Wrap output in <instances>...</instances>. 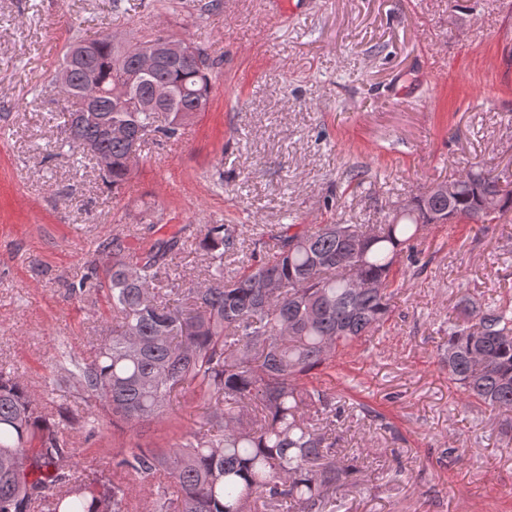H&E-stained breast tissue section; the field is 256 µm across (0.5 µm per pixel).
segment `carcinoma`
<instances>
[{"label": "carcinoma", "mask_w": 512, "mask_h": 512, "mask_svg": "<svg viewBox=\"0 0 512 512\" xmlns=\"http://www.w3.org/2000/svg\"><path fill=\"white\" fill-rule=\"evenodd\" d=\"M90 43L87 56L69 57ZM134 57L106 34L73 39L63 67L73 94L59 113L60 148L70 156L106 158L98 165L114 190L128 181L130 142L108 129L181 135L173 113L161 125L154 109L114 105L119 68ZM203 53L163 61L151 82L166 85L185 110H207L212 81ZM98 92L93 103L86 93ZM453 198L422 193L386 224H279L253 242L250 263L224 277V256L239 251L235 224H206L199 248L209 258L206 282L180 290L182 308L162 300L173 236L134 249L115 234L96 249L116 321L92 360L53 367L49 380L85 396L92 410L63 426L54 405L36 399L19 377L0 369V512H133L128 480L153 482L154 512H325L331 491L354 470L331 459L335 398L301 381L335 367L336 351L383 325L391 310L393 266L410 251L427 215L454 224H491L512 211L511 172L471 168L452 180ZM448 381L491 412H512V301L477 313L463 306L448 325L442 354ZM190 389L207 398L204 425L168 450L118 448L83 469L68 432H93L103 417L129 425L160 420Z\"/></svg>", "instance_id": "carcinoma-1"}]
</instances>
